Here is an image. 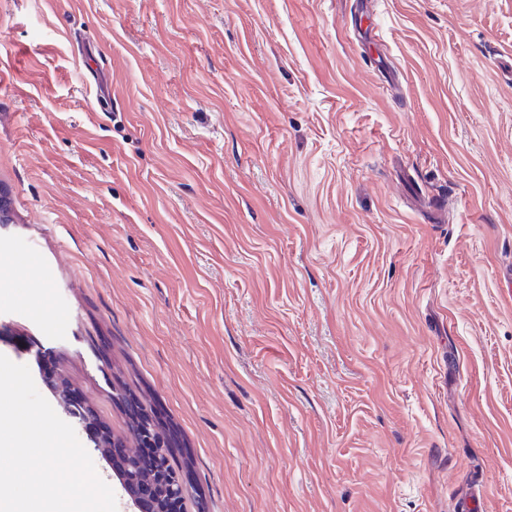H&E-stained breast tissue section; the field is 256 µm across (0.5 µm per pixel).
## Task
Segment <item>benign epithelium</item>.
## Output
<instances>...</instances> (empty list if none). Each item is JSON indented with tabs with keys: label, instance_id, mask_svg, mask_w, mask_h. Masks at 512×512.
Wrapping results in <instances>:
<instances>
[{
	"label": "benign epithelium",
	"instance_id": "1",
	"mask_svg": "<svg viewBox=\"0 0 512 512\" xmlns=\"http://www.w3.org/2000/svg\"><path fill=\"white\" fill-rule=\"evenodd\" d=\"M156 427L154 415L150 409H145L141 417V423L133 428L137 441V447L124 448L108 436L99 437L94 440L95 446L104 448L103 454H112V449L119 452L123 466L127 471L129 480L123 483V488L129 493L131 502L137 512H159L157 498V484L152 480H137L135 476L145 468H151L158 473V480H164L168 484L169 495L166 510L167 512H181L183 494L186 489L185 483L177 476L168 477L164 474V467L159 457L153 455L144 457L140 449L145 446L152 448L164 447L167 445L165 437L160 435L153 440L147 437V431Z\"/></svg>",
	"mask_w": 512,
	"mask_h": 512
}]
</instances>
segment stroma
<instances>
[{
  "label": "stroma",
  "mask_w": 512,
  "mask_h": 512,
  "mask_svg": "<svg viewBox=\"0 0 512 512\" xmlns=\"http://www.w3.org/2000/svg\"><path fill=\"white\" fill-rule=\"evenodd\" d=\"M0 198V354L187 512H512V0H0ZM156 426L157 424L152 411L146 407L145 412L141 417V423L133 428L134 436L137 443H139L135 448H122L120 444L114 445V441H112L109 436L99 437L94 440V443L96 447H105L102 454L106 456L112 454V448H116L119 452L123 466L129 477V480L123 483V488L129 493L132 505L138 512H159L156 482L152 480L135 479L136 474L145 468L153 469L158 473V481L164 480L168 484L169 495L167 507L165 508L167 512H181L183 494L186 489V485L181 478L176 475V471L170 463L169 457H172V454L169 448L163 449L164 453L161 454V460L164 467L159 457L152 454L151 457L146 458L140 452V448L150 446L151 448H144L145 453L149 455L152 453V448L159 446L164 447L167 445L164 435L160 434L157 437V442L147 437L146 432L150 429L156 428ZM106 444L110 445L106 446ZM164 468L166 474L176 476L167 477L164 474ZM140 477L142 479H156L152 472H141ZM168 488L165 486V483L161 486L160 495L162 496L163 503L166 502L165 496L168 493Z\"/></svg>",
  "instance_id": "35a3bbf8"
}]
</instances>
